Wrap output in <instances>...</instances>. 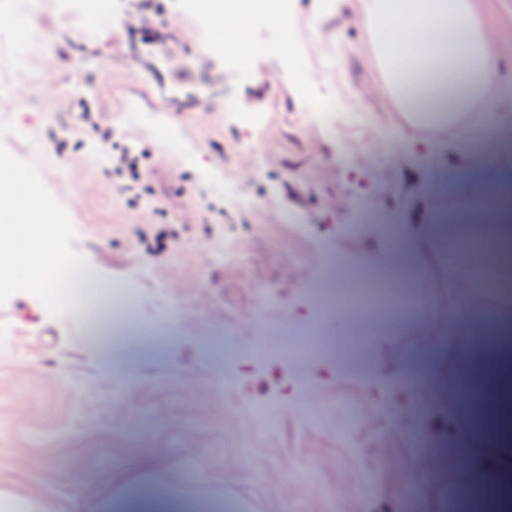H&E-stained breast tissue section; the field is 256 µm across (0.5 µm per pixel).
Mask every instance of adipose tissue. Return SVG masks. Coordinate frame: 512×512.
Masks as SVG:
<instances>
[{
    "instance_id": "1",
    "label": "adipose tissue",
    "mask_w": 512,
    "mask_h": 512,
    "mask_svg": "<svg viewBox=\"0 0 512 512\" xmlns=\"http://www.w3.org/2000/svg\"><path fill=\"white\" fill-rule=\"evenodd\" d=\"M207 19L217 46L238 63L248 64L246 31L255 19L276 27L297 42L299 0H208ZM312 31H326L337 56L348 57L347 25L363 31L369 61L378 72L375 90L388 98L393 113L378 128L407 119L414 130L448 134L453 150L448 165L468 173L476 183L466 206L467 217L442 223L432 216L416 230L404 249L405 262L424 264L433 244L457 245L480 236L481 255L493 260L490 287L512 290V142L488 144L483 155L465 147L469 114L478 124L512 126V96L503 86L512 80V56L498 51L476 0H312ZM59 214L40 205L26 175L0 158V285L22 282L37 289L54 261L52 242ZM477 403L474 442L491 451L512 449V435L503 430V412L512 403V339H500L489 357ZM493 479L476 471V485L485 512H512V468L497 467ZM112 512H192L190 502L177 504L162 493L135 489L111 502Z\"/></svg>"
}]
</instances>
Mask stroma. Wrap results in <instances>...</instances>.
<instances>
[{
  "instance_id": "35a3bbf8",
  "label": "stroma",
  "mask_w": 512,
  "mask_h": 512,
  "mask_svg": "<svg viewBox=\"0 0 512 512\" xmlns=\"http://www.w3.org/2000/svg\"><path fill=\"white\" fill-rule=\"evenodd\" d=\"M496 45L512 51V0H478ZM179 15L159 27L158 50L130 35V0L107 14H77L60 0H38L22 14L0 0V79L21 98L0 105V154L27 171L40 197L61 215L58 264L48 296L0 292V494L50 512H106L136 484L176 488L224 512H448L457 493L474 494L475 454L463 451L473 423L470 375L453 336L433 323L455 308L448 254L432 250L427 272L401 274L417 291V319L328 321L339 331L338 370L299 374L263 362L239 367L238 351L256 320L285 326L305 317L306 290L332 269L343 287L355 261L381 262L394 243L369 226L355 234V206L370 203L414 231L424 214L403 193H425L434 175L412 131L399 123L403 157L386 163L371 122L392 104L373 93L377 73L356 27L344 68L327 61L323 38L298 19L300 65L292 67L278 32L264 21L248 30L249 68L212 48L215 31L188 0H162ZM47 32L41 55L14 75V54L32 30ZM276 74L275 84L253 72ZM335 102L336 133L320 119ZM137 154L143 176L165 198L157 223L146 200L128 201L107 169L99 141ZM52 160L58 176L42 179ZM245 186L249 201L230 206L225 186ZM179 241L161 256L146 245ZM234 246L238 258L225 263ZM95 280L135 290L125 311L141 336L92 345L85 296L63 288L74 263ZM184 317L172 323L168 309ZM404 397L419 419L422 445L390 414ZM361 424L339 439L343 404ZM301 405L313 426L292 412ZM276 416L274 429L254 406Z\"/></svg>"
}]
</instances>
